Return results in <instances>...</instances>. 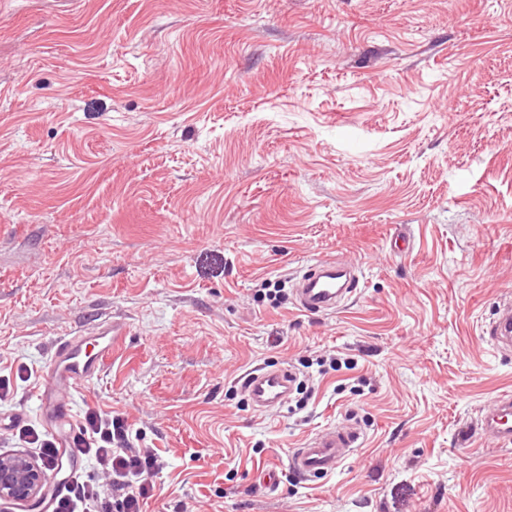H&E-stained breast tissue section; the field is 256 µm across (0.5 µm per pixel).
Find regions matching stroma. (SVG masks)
Instances as JSON below:
<instances>
[{"label": "stroma", "mask_w": 512, "mask_h": 512, "mask_svg": "<svg viewBox=\"0 0 512 512\" xmlns=\"http://www.w3.org/2000/svg\"><path fill=\"white\" fill-rule=\"evenodd\" d=\"M332 258L356 292L300 310ZM504 299L512 0H0V454L35 455L56 340L109 318L73 411L164 459L146 512H512V442L479 429ZM257 366L306 408L255 410ZM348 423L335 474L289 468ZM363 432L355 424L328 427L295 448L288 466L304 479L324 477L336 472L353 448H361Z\"/></svg>", "instance_id": "35a3bbf8"}]
</instances>
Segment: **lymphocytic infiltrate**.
<instances>
[{
  "mask_svg": "<svg viewBox=\"0 0 512 512\" xmlns=\"http://www.w3.org/2000/svg\"><path fill=\"white\" fill-rule=\"evenodd\" d=\"M69 449L95 460L103 479L74 472L56 497L55 512H143L163 462L154 451L132 448L122 418L101 409L86 412Z\"/></svg>",
  "mask_w": 512,
  "mask_h": 512,
  "instance_id": "1",
  "label": "lymphocytic infiltrate"
}]
</instances>
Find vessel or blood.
I'll return each mask as SVG.
<instances>
[{"mask_svg":"<svg viewBox=\"0 0 512 512\" xmlns=\"http://www.w3.org/2000/svg\"><path fill=\"white\" fill-rule=\"evenodd\" d=\"M358 284L352 268L338 261H326L310 266L300 278L295 290L297 306L306 312L336 309ZM126 334L123 325L104 320L96 328L60 339L54 346L39 397L47 407V425L59 435L73 431L71 394L80 382L93 379L106 361L122 344ZM488 335L495 347L512 346V306L499 309ZM294 374L285 368L251 370L242 382V390L252 406L271 409L283 406L293 390ZM483 429L498 438L512 440V395H499L491 410L481 418ZM363 433L354 424L328 427L308 438L303 447L295 449L288 465L305 479L335 473L347 452L361 447Z\"/></svg>","mask_w":512,"mask_h":512,"instance_id":"vessel-or-blood-1","label":"vessel or blood"}]
</instances>
